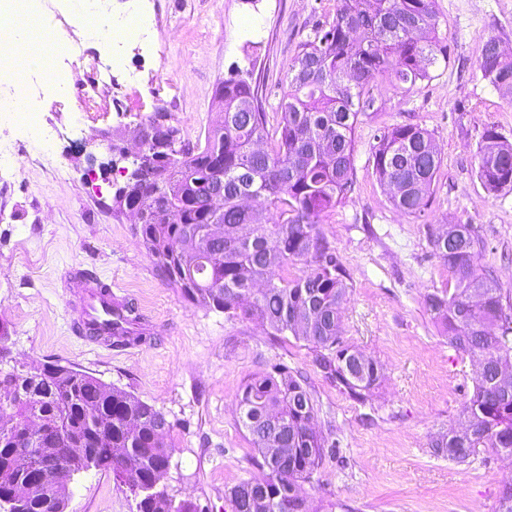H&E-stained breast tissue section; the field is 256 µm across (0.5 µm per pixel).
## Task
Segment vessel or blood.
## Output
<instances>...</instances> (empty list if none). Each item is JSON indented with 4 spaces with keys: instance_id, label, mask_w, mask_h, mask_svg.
<instances>
[{
    "instance_id": "b4317fda",
    "label": "vessel or blood",
    "mask_w": 512,
    "mask_h": 512,
    "mask_svg": "<svg viewBox=\"0 0 512 512\" xmlns=\"http://www.w3.org/2000/svg\"><path fill=\"white\" fill-rule=\"evenodd\" d=\"M68 291L75 323L88 331L111 334L112 320L127 304L126 296L116 294L111 288L100 287L93 281L72 279Z\"/></svg>"
}]
</instances>
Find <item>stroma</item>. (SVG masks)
<instances>
[{"label": "stroma", "mask_w": 512, "mask_h": 512, "mask_svg": "<svg viewBox=\"0 0 512 512\" xmlns=\"http://www.w3.org/2000/svg\"><path fill=\"white\" fill-rule=\"evenodd\" d=\"M448 59L405 91L378 83L375 104L355 134L354 187L322 227L336 245L350 293L345 340L376 360L382 377L372 402L349 398L317 372L306 342L271 341L255 322L188 301L158 270L129 216L112 214L124 179L106 170V143L90 137L133 130L157 108L194 141L218 119L214 91L235 69H253L269 114L279 112L281 79L297 45L334 8V0H138L154 27L148 43L126 47L142 82L112 104L82 114L75 97L40 107L57 129L51 164L18 155L16 174L0 181V325L11 355L31 367L59 363L134 394L171 424L165 479L175 500L201 512H229L225 489L245 478L252 447L238 422L243 385L283 364L302 372L343 455L328 462L320 486L303 485L312 506L339 500L352 512H495L512 462L478 455L458 465L430 444L456 421L473 391L474 368L449 347L423 297L449 274L430 231L472 225L485 243L481 264L512 289V188L492 194L476 175L486 128L512 137V99L476 68L482 42L512 49V0H435ZM418 124L441 158L430 206L419 218L388 201L370 157L380 128ZM102 169L88 177V153ZM123 289L142 315L146 337L120 346L85 338L68 304L72 270ZM67 512H137V500L112 473L90 470L70 482Z\"/></svg>", "instance_id": "1"}]
</instances>
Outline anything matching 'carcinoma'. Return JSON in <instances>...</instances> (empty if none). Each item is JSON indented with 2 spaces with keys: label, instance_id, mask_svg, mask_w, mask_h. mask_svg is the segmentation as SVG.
<instances>
[{
  "label": "carcinoma",
  "instance_id": "carcinoma-1",
  "mask_svg": "<svg viewBox=\"0 0 512 512\" xmlns=\"http://www.w3.org/2000/svg\"><path fill=\"white\" fill-rule=\"evenodd\" d=\"M332 18L301 41L284 74L280 117L270 122L259 85L236 71L214 96L221 121L205 142L181 136L169 112H155L142 126L152 143L130 161L133 184L113 196L117 212H141L138 234L168 282L191 302L230 318L260 323L275 339L308 343L312 365L325 379L363 403L380 378L377 361L363 357L343 336L341 313L349 287L323 215L347 197L353 185L355 129L373 107L371 81L411 90L432 78L430 67L448 61L438 34L435 0H334ZM484 40L477 70L504 96H512V55ZM373 172L389 189L395 209L421 217L441 167L431 133L419 124L387 126L376 135ZM477 177L490 193L512 187V141L493 126L478 149ZM224 191V231L211 234L209 189ZM276 219L258 223L253 208ZM429 242L447 268L453 287L438 288L424 306L442 326L448 346L475 367L472 396L463 403L458 426L432 441L433 454L469 464L484 450L512 458V292L480 264L483 240L469 224L453 234L433 232ZM116 344L142 340L134 326L142 317L125 307ZM16 389L9 448L32 415L44 427L47 446L70 452L77 468L107 471L136 495L138 512H197L160 488L170 449L165 416L135 395L75 368L33 378L0 369V396ZM239 422L254 455L255 474L225 492L231 512H311L302 484L319 482L326 462L340 449L331 434L314 425L315 395L300 372L275 365L248 381L239 399ZM54 461L27 458L0 470L25 512H64L63 493L54 503L26 493L34 470Z\"/></svg>",
  "mask_w": 512,
  "mask_h": 512
}]
</instances>
